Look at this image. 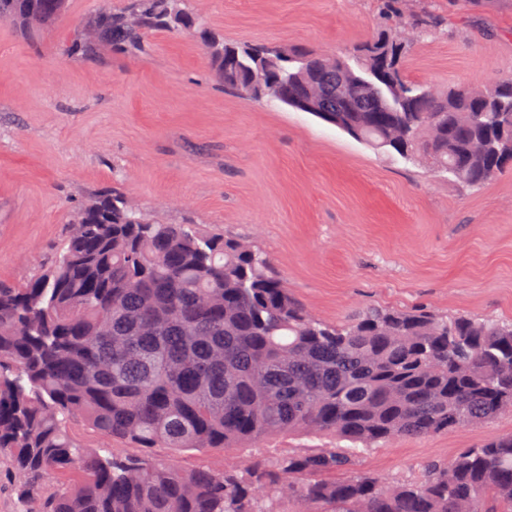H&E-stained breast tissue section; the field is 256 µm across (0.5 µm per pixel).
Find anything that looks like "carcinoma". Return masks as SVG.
Masks as SVG:
<instances>
[{"mask_svg":"<svg viewBox=\"0 0 512 512\" xmlns=\"http://www.w3.org/2000/svg\"><path fill=\"white\" fill-rule=\"evenodd\" d=\"M57 2L0 0V21L38 35L66 10ZM386 2L391 24L343 54L209 32L201 41L224 90L486 184L512 164V74L446 90L410 80V45L441 19ZM191 28L184 0H129L88 20L75 48L90 55L110 38L137 57L149 33ZM505 411L512 320L368 306L327 323L253 242L161 223L116 189L79 205L49 266L0 283V458L26 512H512V434L427 461L419 484L357 471L381 441ZM76 422L171 459L90 452L71 434ZM299 433L332 444L256 448ZM216 448L236 450L239 464H178Z\"/></svg>","mask_w":512,"mask_h":512,"instance_id":"carcinoma-1","label":"carcinoma"}]
</instances>
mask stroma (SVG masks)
Returning a JSON list of instances; mask_svg holds the SVG:
<instances>
[{"label":"stroma","instance_id":"1","mask_svg":"<svg viewBox=\"0 0 512 512\" xmlns=\"http://www.w3.org/2000/svg\"><path fill=\"white\" fill-rule=\"evenodd\" d=\"M445 24L405 58L414 81L483 84L512 72V8ZM123 0H68L36 39L0 21V282L47 264L86 198L118 188L172 224L246 238L316 317L366 304L512 319V169L479 189L374 151L313 115L225 92L200 41L156 31L132 57L71 54L81 24ZM384 0H187L237 42L336 53L371 37ZM512 434V412L394 440L360 470L415 482L431 458Z\"/></svg>","mask_w":512,"mask_h":512}]
</instances>
